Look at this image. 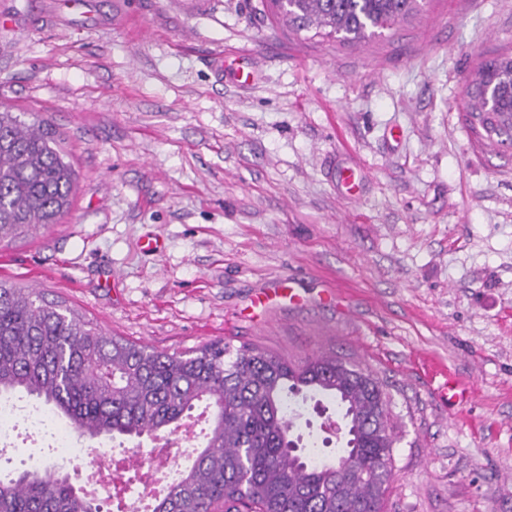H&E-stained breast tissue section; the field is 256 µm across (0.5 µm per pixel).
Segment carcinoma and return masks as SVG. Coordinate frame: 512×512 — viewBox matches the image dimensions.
Wrapping results in <instances>:
<instances>
[{
    "label": "carcinoma",
    "mask_w": 512,
    "mask_h": 512,
    "mask_svg": "<svg viewBox=\"0 0 512 512\" xmlns=\"http://www.w3.org/2000/svg\"><path fill=\"white\" fill-rule=\"evenodd\" d=\"M272 24L357 43L393 29L419 0H270ZM464 119L482 146L512 145V48L480 59ZM76 174L55 129L0 106V241L58 223ZM384 381L332 355L295 365L213 341L169 353L110 336L35 289L0 281V396L24 392L91 438L152 437L195 404L213 407L207 442L151 512H381L396 436ZM315 392L349 424L336 462L299 451L288 408ZM54 466L0 482V512H102Z\"/></svg>",
    "instance_id": "carcinoma-1"
}]
</instances>
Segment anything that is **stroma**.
<instances>
[{"mask_svg": "<svg viewBox=\"0 0 512 512\" xmlns=\"http://www.w3.org/2000/svg\"><path fill=\"white\" fill-rule=\"evenodd\" d=\"M510 45L512 0H423L356 46L273 31L265 0H0V104L77 174L60 223L0 242V280L171 353L368 368L397 438L383 512H512V148L462 119ZM226 46L255 83L210 69ZM283 280L300 303L253 306ZM429 376L431 381L433 380L434 383L436 382L434 390L438 397L443 401H453L457 397H462V391L460 393L457 392L459 385L453 379H448V372L444 367L435 363H430Z\"/></svg>", "mask_w": 512, "mask_h": 512, "instance_id": "1", "label": "stroma"}]
</instances>
